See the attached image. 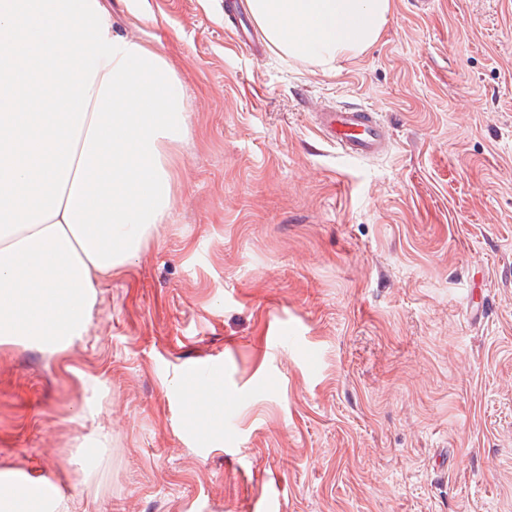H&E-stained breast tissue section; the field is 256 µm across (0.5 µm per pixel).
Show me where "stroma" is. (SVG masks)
Masks as SVG:
<instances>
[{
    "instance_id": "35a3bbf8",
    "label": "stroma",
    "mask_w": 512,
    "mask_h": 512,
    "mask_svg": "<svg viewBox=\"0 0 512 512\" xmlns=\"http://www.w3.org/2000/svg\"><path fill=\"white\" fill-rule=\"evenodd\" d=\"M224 2L109 0L185 88L171 210L84 336L0 347V472L55 512H512V0H393L335 70L253 53ZM321 104L388 152L340 156ZM319 137L336 145L349 158L384 154L390 145L388 130L376 112L367 107L325 108L315 113ZM220 385L221 380L209 377L201 381L191 393L208 416L222 414L224 411V395L217 391Z\"/></svg>"
}]
</instances>
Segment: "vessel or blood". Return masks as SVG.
<instances>
[{
  "label": "vessel or blood",
  "instance_id": "1",
  "mask_svg": "<svg viewBox=\"0 0 512 512\" xmlns=\"http://www.w3.org/2000/svg\"><path fill=\"white\" fill-rule=\"evenodd\" d=\"M315 127L322 140L339 148L349 158L364 159L384 154L390 145L388 130L366 107L325 108L315 115Z\"/></svg>",
  "mask_w": 512,
  "mask_h": 512
}]
</instances>
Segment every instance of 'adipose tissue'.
<instances>
[{
  "mask_svg": "<svg viewBox=\"0 0 512 512\" xmlns=\"http://www.w3.org/2000/svg\"><path fill=\"white\" fill-rule=\"evenodd\" d=\"M392 0H250L283 57L334 68L385 31ZM181 81L118 35L104 0H0V345L84 335L102 278L169 212ZM44 481L0 475V512H41Z\"/></svg>",
  "mask_w": 512,
  "mask_h": 512,
  "instance_id": "adipose-tissue-1",
  "label": "adipose tissue"
}]
</instances>
